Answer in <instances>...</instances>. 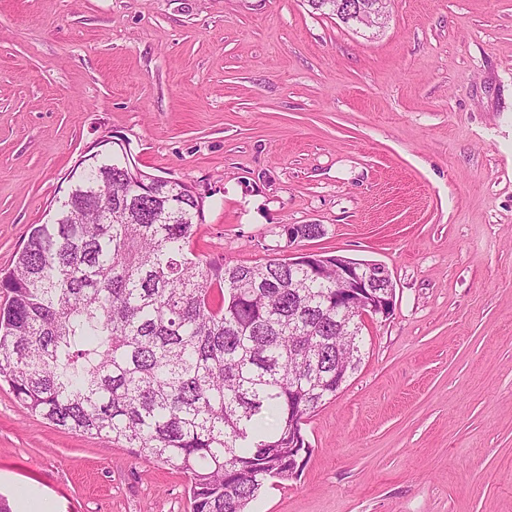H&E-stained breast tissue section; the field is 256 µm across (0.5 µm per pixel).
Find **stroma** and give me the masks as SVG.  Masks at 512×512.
<instances>
[{"label":"stroma","instance_id":"obj_1","mask_svg":"<svg viewBox=\"0 0 512 512\" xmlns=\"http://www.w3.org/2000/svg\"><path fill=\"white\" fill-rule=\"evenodd\" d=\"M0 0V269L125 140L205 197L194 249L379 262L395 305L250 512H512V0ZM324 236L288 242L287 226ZM187 477L26 415L0 386V495L190 512ZM313 10L320 11L321 14L329 16H348L354 13V11L362 12L361 0H307ZM336 2V13L331 9V4ZM327 11V12H326ZM342 23L348 24L351 21L349 19L337 17Z\"/></svg>","mask_w":512,"mask_h":512}]
</instances>
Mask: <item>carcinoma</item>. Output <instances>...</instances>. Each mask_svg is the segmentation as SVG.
Wrapping results in <instances>:
<instances>
[{"instance_id": "cac0c4a2", "label": "carcinoma", "mask_w": 512, "mask_h": 512, "mask_svg": "<svg viewBox=\"0 0 512 512\" xmlns=\"http://www.w3.org/2000/svg\"><path fill=\"white\" fill-rule=\"evenodd\" d=\"M0 273V382L24 413L189 477L190 512H248L356 372L336 283L200 258L205 196L93 152Z\"/></svg>"}]
</instances>
